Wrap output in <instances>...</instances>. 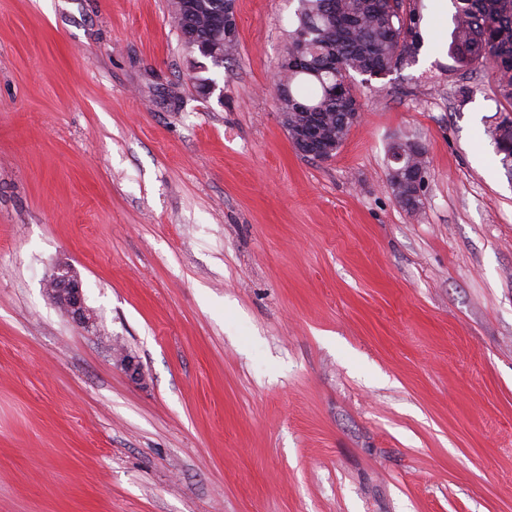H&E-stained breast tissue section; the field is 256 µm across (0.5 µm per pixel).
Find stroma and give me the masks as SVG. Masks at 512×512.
<instances>
[{"mask_svg": "<svg viewBox=\"0 0 512 512\" xmlns=\"http://www.w3.org/2000/svg\"><path fill=\"white\" fill-rule=\"evenodd\" d=\"M297 8L235 0L205 95L174 0H0V512H512V106L438 0L304 157L274 95ZM487 133L492 138L498 155L501 156L500 162L502 167L506 170L509 176L512 174V117L507 114L502 117V120L487 130ZM510 147V151L509 148ZM402 145L406 146L407 148L406 156L403 153V151L398 150L397 154L392 159L396 147ZM415 148H420L421 150L420 155L422 156V160H419L418 163L424 164V166L428 170L427 161L424 157L425 151L422 145H420L419 143L413 141H395L389 147V157L392 164L388 168V180L393 189V192L395 193L394 196L397 202L403 208L410 212L415 211L421 205V192L423 190V185L418 187L407 181L396 182V172L399 169L407 168L408 166H410L411 163L413 167V164L415 163L416 160L414 159L412 152ZM394 161L397 163L402 161L403 162L397 164ZM402 195H406V197L402 198ZM53 288H48V295L60 305L80 325L88 323L87 309L84 303L80 282L74 278L69 267L60 266L50 280Z\"/></svg>", "mask_w": 512, "mask_h": 512, "instance_id": "obj_1", "label": "stroma"}]
</instances>
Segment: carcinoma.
<instances>
[{
    "label": "carcinoma",
    "instance_id": "cac0c4a2",
    "mask_svg": "<svg viewBox=\"0 0 512 512\" xmlns=\"http://www.w3.org/2000/svg\"><path fill=\"white\" fill-rule=\"evenodd\" d=\"M456 11L449 53L464 68L489 64L500 95L512 103V0H454ZM226 0H178L175 22L181 38L194 41V50L221 46L224 56L234 54L238 41L226 36ZM298 24L290 36L288 56L300 53L306 64L279 66L281 83L288 88V123L306 126L317 117L325 146L331 153L342 146L350 131L345 112H359V90L371 85L374 75L391 72L416 61L423 46L421 0H299ZM308 34L299 48L297 34ZM362 81H356V77ZM502 167L512 174V116L507 114L488 129ZM406 146L403 162L392 163L388 180L397 202L412 212L421 205L423 187L396 181V172L415 163L420 144L395 141L394 156Z\"/></svg>",
    "mask_w": 512,
    "mask_h": 512
}]
</instances>
